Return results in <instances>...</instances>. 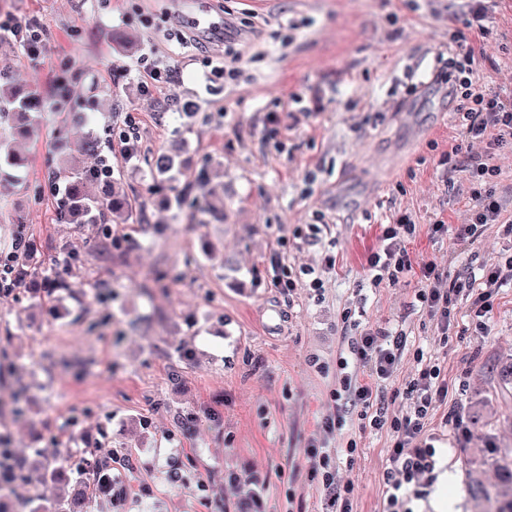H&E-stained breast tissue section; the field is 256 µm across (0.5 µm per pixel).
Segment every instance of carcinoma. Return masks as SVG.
Wrapping results in <instances>:
<instances>
[{
    "instance_id": "obj_1",
    "label": "carcinoma",
    "mask_w": 512,
    "mask_h": 512,
    "mask_svg": "<svg viewBox=\"0 0 512 512\" xmlns=\"http://www.w3.org/2000/svg\"><path fill=\"white\" fill-rule=\"evenodd\" d=\"M40 104L33 98L21 96L7 85L0 84V172L17 171L25 159L12 146L16 132L38 122ZM177 155L159 153L154 172L169 174L175 167ZM59 176L65 180L67 191L56 202L60 218L68 224L95 222V212L111 206L107 187L110 181L97 176L92 169L73 162L61 161ZM126 454L110 448H90L81 465L72 467L67 457L48 459L39 454L34 467L43 471L50 481H63L67 491L54 504L55 512H84L86 499L92 495L111 498L123 495V487L112 478V465H124Z\"/></svg>"
}]
</instances>
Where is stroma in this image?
<instances>
[{
  "label": "stroma",
  "instance_id": "1",
  "mask_svg": "<svg viewBox=\"0 0 512 512\" xmlns=\"http://www.w3.org/2000/svg\"><path fill=\"white\" fill-rule=\"evenodd\" d=\"M182 4L237 25L255 21L238 77L208 74L223 43L201 34L170 41ZM462 5L0 0V21L49 30L40 64L0 33V71L44 102L36 127L13 142L27 168L0 178V252L19 229L32 252L23 287L0 295V446L31 461L55 443L75 463L87 448L128 449L114 472L124 502L96 497L87 512H321L322 489L299 463L320 418L336 410L337 359L352 338L382 327L407 336L386 384L390 415L409 409L403 391L417 355L450 387L427 433L456 481L409 497L410 512H437L441 498L450 512H487L479 487H512V285L495 295L484 329L467 317L471 298L458 297V323L444 337L416 298L417 276L378 288L366 280L382 225L403 216L417 226L409 251L449 277L479 276L512 256L500 225L469 248L454 235L485 185L449 161L454 148L487 156L496 195L512 211V150L489 156L483 143L464 142L457 115L429 86L456 50L471 47L487 89L512 97V0H497L480 41L466 38ZM152 47L174 79L149 99L131 69ZM129 117L139 141L127 161L118 143ZM93 134L133 206L125 223L108 209L94 224L57 215V145L91 166L83 144ZM175 145L178 170L155 176L154 154ZM213 189L224 212L209 223L178 203ZM438 219L449 231L430 237ZM71 253L79 261L65 265ZM277 255L323 269L322 290L274 287ZM52 279L64 288L48 289ZM453 404L467 436L447 422ZM359 424L345 427L358 452L339 477L353 486V512H384L391 436ZM255 479L267 487L259 510L249 500ZM5 494L11 512H48L60 489L17 480Z\"/></svg>",
  "mask_w": 512,
  "mask_h": 512
}]
</instances>
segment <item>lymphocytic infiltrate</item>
<instances>
[{
    "mask_svg": "<svg viewBox=\"0 0 512 512\" xmlns=\"http://www.w3.org/2000/svg\"><path fill=\"white\" fill-rule=\"evenodd\" d=\"M453 65L457 70L454 84L462 90L457 110L463 118L464 136L485 141L492 152L512 148V100L501 99L483 89L470 54L457 55ZM472 196L471 220L456 230L460 245H473L481 229L490 224L503 225L505 233L512 235V218L505 215L495 190L477 189ZM415 235V224L405 217L397 223L383 225L379 244L366 260L371 287H380L385 282L396 284L404 274L417 275L421 283L418 300L441 333H448L454 326L456 298L463 293L474 298L470 320L485 326L493 310L494 293L512 281V259L479 278L451 279L434 261H413L405 242ZM406 344L403 334L369 330L354 338L349 345V357L339 358L337 362L336 412L321 419L319 428L324 438L311 441L306 452L308 475L318 481L324 493L323 512H352V487L340 482L331 469V450L324 439L344 430L346 416L353 411L370 428L384 429L391 434L392 468L385 474V512H408L404 491L434 480L436 449L426 437V421L433 405L447 400L449 386L440 367L421 366L406 388L409 413L401 418L390 416L382 388L392 377Z\"/></svg>",
    "mask_w": 512,
    "mask_h": 512,
    "instance_id": "obj_1",
    "label": "lymphocytic infiltrate"
}]
</instances>
